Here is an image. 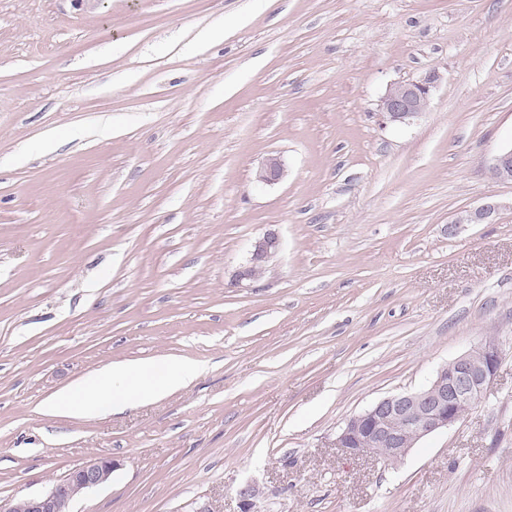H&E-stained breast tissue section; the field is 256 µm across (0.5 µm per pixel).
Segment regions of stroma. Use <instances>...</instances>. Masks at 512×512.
Segmentation results:
<instances>
[{
    "label": "stroma",
    "instance_id": "1",
    "mask_svg": "<svg viewBox=\"0 0 512 512\" xmlns=\"http://www.w3.org/2000/svg\"><path fill=\"white\" fill-rule=\"evenodd\" d=\"M432 70L428 112L383 119ZM511 144L512 0H0V502L106 456L71 512H241L247 486L259 512H512V183L488 170ZM271 154L288 175L259 184ZM489 336L461 421L393 468L337 448ZM158 358L203 371L41 410ZM441 75L430 71L417 80L393 83L381 99L380 111L387 119L411 123L427 112ZM279 246V238L273 232L267 233L259 240L255 245V250L249 264L237 272L236 284L238 285L243 281L249 283L257 282L259 278L256 275V271L258 269H265V264L277 253ZM161 378L156 379V373ZM198 366L188 360L117 363L96 369L57 392L42 405V412L78 418L98 417L164 398L192 382Z\"/></svg>",
    "mask_w": 512,
    "mask_h": 512
}]
</instances>
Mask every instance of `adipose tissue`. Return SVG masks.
<instances>
[{
	"label": "adipose tissue",
	"mask_w": 512,
	"mask_h": 512,
	"mask_svg": "<svg viewBox=\"0 0 512 512\" xmlns=\"http://www.w3.org/2000/svg\"><path fill=\"white\" fill-rule=\"evenodd\" d=\"M198 374V366L188 360L111 364L57 392L43 404L42 411L95 418L105 411H122L164 398L192 382Z\"/></svg>",
	"instance_id": "1"
}]
</instances>
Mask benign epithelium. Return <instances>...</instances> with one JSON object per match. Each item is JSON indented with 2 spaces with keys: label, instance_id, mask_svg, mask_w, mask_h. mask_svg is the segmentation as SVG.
I'll list each match as a JSON object with an SVG mask.
<instances>
[{
  "label": "benign epithelium",
  "instance_id": "benign-epithelium-1",
  "mask_svg": "<svg viewBox=\"0 0 512 512\" xmlns=\"http://www.w3.org/2000/svg\"><path fill=\"white\" fill-rule=\"evenodd\" d=\"M441 75L430 71L417 80L393 83L381 99L380 111L387 119L410 123L428 111ZM489 171L499 182L512 183V146L498 150L491 158ZM286 176L282 158L271 154L255 174L257 182L272 184ZM489 202L465 211L455 224H484L496 211ZM277 234L267 233L255 245L248 265L237 272L236 283L258 281L256 271L277 253ZM499 363V347L486 340L439 368L431 382L418 390L403 391L379 399L363 412L348 418L336 436V447L358 456L368 455L387 464L400 463L424 437L459 422L481 399L493 380ZM116 463L94 457L73 469L65 480L45 492L26 496L21 501L0 503V512H63V507L88 490L112 479ZM258 489L240 491L241 512H258Z\"/></svg>",
  "mask_w": 512,
  "mask_h": 512
}]
</instances>
